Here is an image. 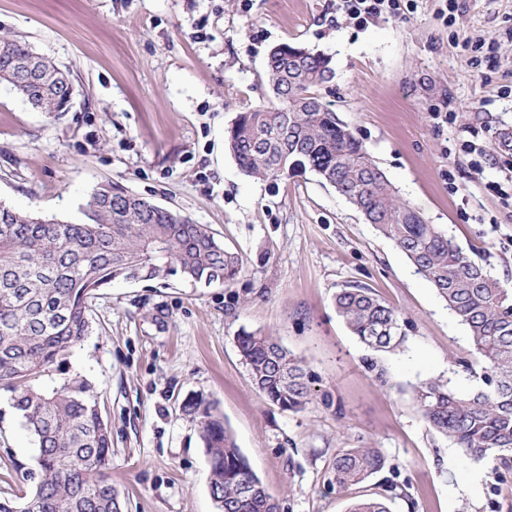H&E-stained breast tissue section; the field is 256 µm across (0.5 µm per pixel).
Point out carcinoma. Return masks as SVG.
I'll list each match as a JSON object with an SVG mask.
<instances>
[{
	"label": "carcinoma",
	"instance_id": "carcinoma-1",
	"mask_svg": "<svg viewBox=\"0 0 512 512\" xmlns=\"http://www.w3.org/2000/svg\"><path fill=\"white\" fill-rule=\"evenodd\" d=\"M34 53L26 42L0 40V80L48 114L65 111L74 94L69 74L46 59L44 81L5 77ZM332 74L330 59L294 44L270 49L273 100L235 118L225 140L241 171L257 179L311 172L344 197L363 220L392 240L466 326L479 385L460 394L446 381L416 390L428 426L473 461H512V289L492 277L395 190L362 143L314 89ZM242 268L206 224L110 186L95 189L82 219L47 221L0 204V386L39 444L38 480L0 512H122L119 491L103 473L111 454L108 422L94 386L80 373L53 377L54 367L87 334L97 292L122 279L228 284ZM337 314L375 351L405 341L400 314L370 289L350 286L335 296ZM237 344L254 389L284 410L309 403L303 361L274 337L245 332ZM183 411L196 422L210 460L209 488L222 512H278V503L247 467L217 404L202 397ZM390 464L377 448H343L330 463L329 490L363 484ZM385 492L355 500L348 512H389L405 495Z\"/></svg>",
	"mask_w": 512,
	"mask_h": 512
}]
</instances>
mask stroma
I'll list each match as a JSON object with an SVG mask.
<instances>
[{
	"label": "stroma",
	"mask_w": 512,
	"mask_h": 512,
	"mask_svg": "<svg viewBox=\"0 0 512 512\" xmlns=\"http://www.w3.org/2000/svg\"><path fill=\"white\" fill-rule=\"evenodd\" d=\"M409 0L358 27L336 0H0V36L72 73L68 111L34 110L0 84V202L76 221L109 185L208 225L242 260L229 284L118 281L93 299L66 366L96 387L112 431L108 475L122 512H219L191 399L215 402L280 512H347L379 492L327 488L342 448H377L406 494L390 512H512V467L475 462L431 431L415 389L472 392L466 328L396 245L313 173L246 177L225 148L238 113L270 95L269 50L323 53L318 94L395 187L453 243L512 287V0ZM448 114L435 124V111ZM479 144L465 152L464 141ZM372 289L405 342L375 352L334 298ZM260 331L303 359L312 389L293 413L252 387L237 338ZM38 442L0 390V500L37 478Z\"/></svg>",
	"instance_id": "35a3bbf8"
}]
</instances>
